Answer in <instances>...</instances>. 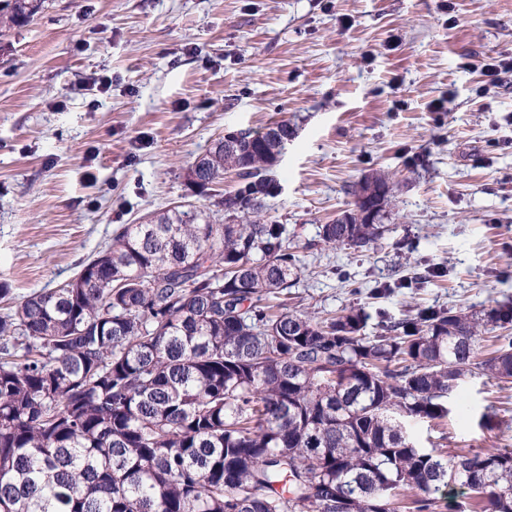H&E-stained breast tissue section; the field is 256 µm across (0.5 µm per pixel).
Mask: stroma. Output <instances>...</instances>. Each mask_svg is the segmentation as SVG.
Segmentation results:
<instances>
[{
	"instance_id": "obj_1",
	"label": "stroma",
	"mask_w": 512,
	"mask_h": 512,
	"mask_svg": "<svg viewBox=\"0 0 512 512\" xmlns=\"http://www.w3.org/2000/svg\"><path fill=\"white\" fill-rule=\"evenodd\" d=\"M510 54L512 0H45L0 38V283L70 280L118 225L191 199L186 172L224 133L285 120L261 213L303 267L284 310L495 308L512 300V72L477 89ZM372 174L391 187L382 239L316 243ZM427 265L444 277L400 287ZM449 406L411 423L420 446L512 448V382L466 378Z\"/></svg>"
}]
</instances>
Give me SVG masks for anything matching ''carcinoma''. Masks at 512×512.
<instances>
[{"instance_id":"1","label":"carcinoma","mask_w":512,"mask_h":512,"mask_svg":"<svg viewBox=\"0 0 512 512\" xmlns=\"http://www.w3.org/2000/svg\"><path fill=\"white\" fill-rule=\"evenodd\" d=\"M41 0H5L0 32ZM247 132L202 156L199 197L233 172L224 211L274 195L285 145ZM386 225L322 224L359 250ZM302 273L284 224H226L202 204L124 224L59 288L0 315V512H512V449H424L408 420L448 417L468 375L512 381V304L419 307L399 321L351 309L315 320L263 299ZM498 328L502 333L488 336Z\"/></svg>"}]
</instances>
